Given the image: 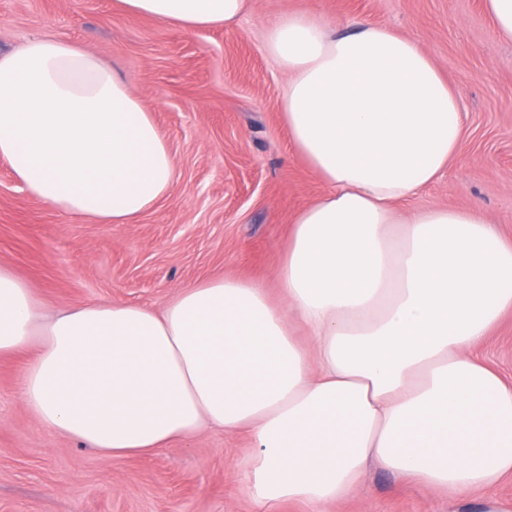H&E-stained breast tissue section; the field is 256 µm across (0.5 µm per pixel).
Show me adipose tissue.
Returning a JSON list of instances; mask_svg holds the SVG:
<instances>
[{
  "mask_svg": "<svg viewBox=\"0 0 512 512\" xmlns=\"http://www.w3.org/2000/svg\"><path fill=\"white\" fill-rule=\"evenodd\" d=\"M186 30L235 24L248 0H120ZM266 51L295 153L324 186L294 215L262 283L215 277L162 310L88 303L45 316L0 267V357L29 353L40 424L110 456L208 429L247 431L241 487L258 512L352 496L376 465L458 512H512V385L474 348L512 312V243L476 207L400 204L460 150L458 98L413 38L283 13ZM0 157L33 197L135 224L169 196L175 159L128 80L96 53L34 37L0 53Z\"/></svg>",
  "mask_w": 512,
  "mask_h": 512,
  "instance_id": "obj_1",
  "label": "adipose tissue"
}]
</instances>
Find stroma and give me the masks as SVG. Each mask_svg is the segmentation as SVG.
Returning a JSON list of instances; mask_svg holds the SVG:
<instances>
[{"label":"stroma","instance_id":"1","mask_svg":"<svg viewBox=\"0 0 512 512\" xmlns=\"http://www.w3.org/2000/svg\"><path fill=\"white\" fill-rule=\"evenodd\" d=\"M287 11L332 27L367 19L411 37L458 94L466 137L408 201L480 207L512 241V42L482 0H252L234 26L185 31L117 0H0V50L35 35L74 41L128 77L177 165L170 196L136 224H94L27 193L0 158V266L44 306L160 308L210 277L274 287L295 212L323 191L294 155L279 108L285 75L265 30ZM479 355L512 384V313ZM28 354L0 360V512H255L238 478L247 432L214 431L147 457H110L44 428L27 409ZM331 512H453L447 498L377 467Z\"/></svg>","mask_w":512,"mask_h":512}]
</instances>
